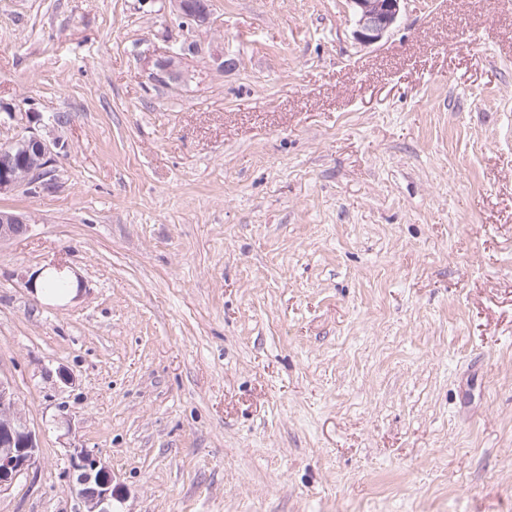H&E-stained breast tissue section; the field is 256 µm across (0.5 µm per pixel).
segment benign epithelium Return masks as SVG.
Wrapping results in <instances>:
<instances>
[{
	"label": "benign epithelium",
	"instance_id": "7a95c632",
	"mask_svg": "<svg viewBox=\"0 0 512 512\" xmlns=\"http://www.w3.org/2000/svg\"><path fill=\"white\" fill-rule=\"evenodd\" d=\"M174 14L189 26L209 23L210 9L196 8L192 0H172ZM354 10L355 40L363 45L380 42L396 22L405 0H350ZM152 75L173 84L185 83L196 76L181 48H172L154 60ZM62 145L49 140L35 128L17 139L11 149L0 151V196L23 188H48L53 184L58 149ZM29 220L22 214L0 210V243L13 240L28 230ZM40 442L36 432L18 410V396L11 381L0 377V494L35 467ZM73 467L79 471L78 494L87 512H111L112 471L101 459L84 448L70 453Z\"/></svg>",
	"mask_w": 512,
	"mask_h": 512
}]
</instances>
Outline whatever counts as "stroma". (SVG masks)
Listing matches in <instances>:
<instances>
[{
	"label": "stroma",
	"mask_w": 512,
	"mask_h": 512,
	"mask_svg": "<svg viewBox=\"0 0 512 512\" xmlns=\"http://www.w3.org/2000/svg\"><path fill=\"white\" fill-rule=\"evenodd\" d=\"M210 4L0 0V144L38 112L65 146L0 196L40 439L0 512H84L74 446L112 512H512V0L373 45L348 0ZM180 46L176 88L146 59ZM53 264L76 297L26 288ZM193 0H172L174 14L181 20H185V24L193 27L203 26L209 23L210 20V9L200 8V11L196 9V5ZM181 23H184V22ZM29 220L22 214L0 210V244L13 240L28 230ZM73 467L78 470V494L87 512H111L112 471L85 448H71Z\"/></svg>",
	"instance_id": "obj_1"
}]
</instances>
